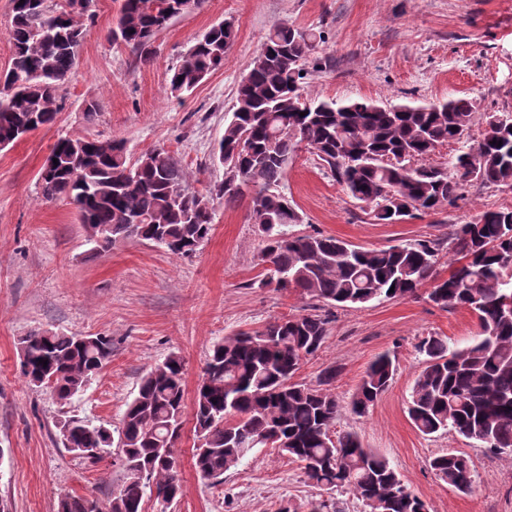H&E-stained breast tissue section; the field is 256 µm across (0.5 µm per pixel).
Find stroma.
<instances>
[{
	"instance_id": "1",
	"label": "stroma",
	"mask_w": 512,
	"mask_h": 512,
	"mask_svg": "<svg viewBox=\"0 0 512 512\" xmlns=\"http://www.w3.org/2000/svg\"><path fill=\"white\" fill-rule=\"evenodd\" d=\"M122 0H93L84 38L60 91L54 125L0 150V504L7 512H57L61 495L107 503L121 483L119 459L96 465L65 448L59 426L71 415L118 424L142 376L168 354L185 363L187 397H194L217 341L302 313L292 291L260 287L263 237L247 201L216 207L214 226L195 255L179 258L143 240L95 248L69 199H43L39 173L59 137L122 139L130 158L169 151L203 191L224 179L214 158L235 91L270 30L281 23L317 33L305 65L308 94L384 104L472 99L478 112L512 114V0H204L153 40V59L140 64L107 33ZM229 21L235 37L222 69L192 92L172 94L168 77L195 38ZM95 116H87L88 104ZM301 221L295 234L315 232L361 248L433 240L440 244L437 277L456 257L448 241L457 225L482 211L512 207V188L472 182L455 204L380 224L352 199L308 146L293 154L281 183ZM329 335L296 374L316 383L336 367L332 386L347 403L379 354L396 357L397 374L365 416L341 412L336 429L357 434L388 458L430 512H512V456L495 454L452 432L422 435L408 416L413 383L423 367L422 337L460 346L480 332L476 316L443 310L426 290L416 296L351 307H326ZM104 334L112 356L85 391L60 403L30 384L20 369L19 342L33 331ZM195 432L185 422L175 445L183 495L169 512H303L319 491L301 463L272 448L255 449L214 483L193 466ZM468 457L475 481L461 493L429 466L439 454Z\"/></svg>"
}]
</instances>
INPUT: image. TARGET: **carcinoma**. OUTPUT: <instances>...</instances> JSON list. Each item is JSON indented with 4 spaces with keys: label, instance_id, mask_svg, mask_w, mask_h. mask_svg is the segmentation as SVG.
<instances>
[{
    "label": "carcinoma",
    "instance_id": "cac0c4a2",
    "mask_svg": "<svg viewBox=\"0 0 512 512\" xmlns=\"http://www.w3.org/2000/svg\"><path fill=\"white\" fill-rule=\"evenodd\" d=\"M192 1L123 0L108 40L131 47L148 64L153 38L185 14ZM80 0L52 9L46 0H12L8 36L11 66L0 73V145L18 141L19 127L55 123L58 97L76 64L82 39ZM234 39L233 25L210 28L172 69L170 91H190L224 66ZM316 35L286 24L269 33L236 89V103L217 157L224 181L201 193L165 149L130 161L122 140L61 137L48 174H39L45 199L82 200L84 224L112 226L107 248L119 239L148 241L170 254L187 256L213 229L216 205L248 198L249 217L261 227L264 286L292 288L313 312L241 331L214 344L192 407H187L184 362L176 353L141 378L119 427L73 415L60 426L66 448L91 464L116 447L123 479L106 506L64 495L58 512H142L146 489H156L161 512L182 496L170 448L186 411H192L200 477L221 480L256 448L270 446L303 465L320 490H345L367 512H425L382 454L362 446L352 432L336 434L342 405L332 392L336 368L317 383L294 380L304 359L329 335L319 304L346 307L416 295L428 280V299L443 308H465L479 320L481 334L451 349L439 336L417 345L425 356L414 381L408 414L424 435L444 431L500 453L512 448V209L487 210L454 232L459 266L446 279L434 278L439 244L420 241L362 249L320 233L296 235L288 226L300 215L278 190L296 147L304 143L326 164L346 193L370 208L380 224H395L416 212L435 211L458 197L463 186H512V115L486 113L476 146L444 167L408 162L438 146L459 141L476 118L468 98L431 105H381L372 100H323L304 92V66ZM112 356V337L37 331L21 339L22 375L67 402L82 392ZM47 361L43 365L39 360ZM396 360L379 355L348 403L358 416L389 388ZM435 475L461 493L471 491L474 471L454 452L433 458Z\"/></svg>",
    "mask_w": 512,
    "mask_h": 512
}]
</instances>
